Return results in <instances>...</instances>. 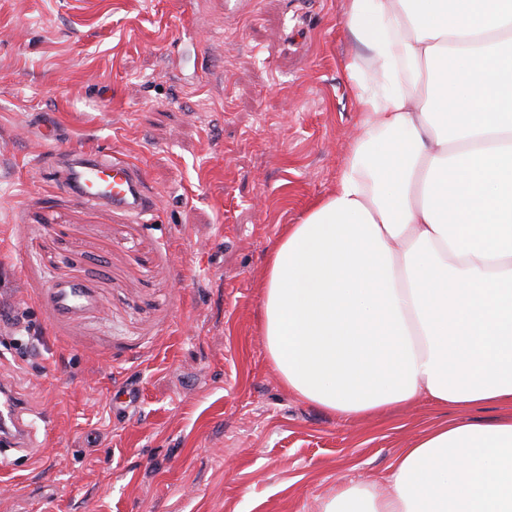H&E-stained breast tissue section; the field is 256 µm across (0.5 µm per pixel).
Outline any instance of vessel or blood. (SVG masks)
<instances>
[{
	"label": "vessel or blood",
	"mask_w": 512,
	"mask_h": 512,
	"mask_svg": "<svg viewBox=\"0 0 512 512\" xmlns=\"http://www.w3.org/2000/svg\"><path fill=\"white\" fill-rule=\"evenodd\" d=\"M44 168L57 187L72 192L86 204L107 206L135 217L148 214L156 206L141 169L124 157L103 151L59 149ZM49 300L59 319L73 317L93 303L87 289L67 283L51 288ZM36 432V424L24 420L9 379L0 380V442L28 453Z\"/></svg>",
	"instance_id": "b4317fda"
}]
</instances>
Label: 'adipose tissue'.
Segmentation results:
<instances>
[{
    "label": "adipose tissue",
    "instance_id": "adipose-tissue-1",
    "mask_svg": "<svg viewBox=\"0 0 512 512\" xmlns=\"http://www.w3.org/2000/svg\"><path fill=\"white\" fill-rule=\"evenodd\" d=\"M361 135L267 261L259 322L288 391L346 418L512 406V0H345ZM388 493L323 512H512V417L430 429Z\"/></svg>",
    "mask_w": 512,
    "mask_h": 512
}]
</instances>
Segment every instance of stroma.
<instances>
[{
	"label": "stroma",
	"instance_id": "obj_1",
	"mask_svg": "<svg viewBox=\"0 0 512 512\" xmlns=\"http://www.w3.org/2000/svg\"><path fill=\"white\" fill-rule=\"evenodd\" d=\"M353 53L343 0H0V375L46 419L0 512H322L431 427L512 413L347 421L268 359L266 258L359 132ZM45 125L136 163L154 212L43 182ZM59 283L95 305L54 319Z\"/></svg>",
	"mask_w": 512,
	"mask_h": 512
}]
</instances>
